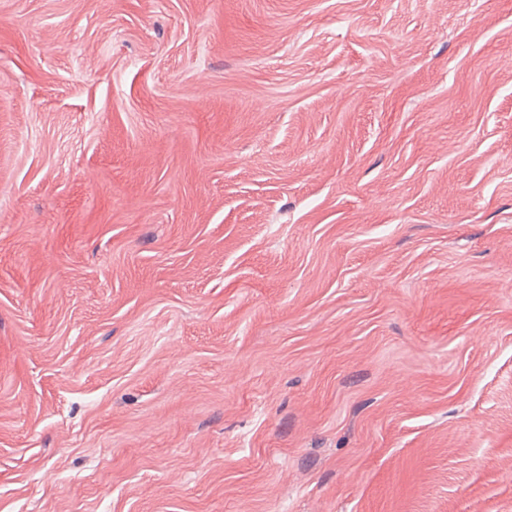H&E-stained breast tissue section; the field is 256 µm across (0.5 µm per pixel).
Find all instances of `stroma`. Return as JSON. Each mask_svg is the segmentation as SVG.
Masks as SVG:
<instances>
[{
    "label": "stroma",
    "instance_id": "stroma-1",
    "mask_svg": "<svg viewBox=\"0 0 512 512\" xmlns=\"http://www.w3.org/2000/svg\"><path fill=\"white\" fill-rule=\"evenodd\" d=\"M0 512H512V0H0Z\"/></svg>",
    "mask_w": 512,
    "mask_h": 512
}]
</instances>
